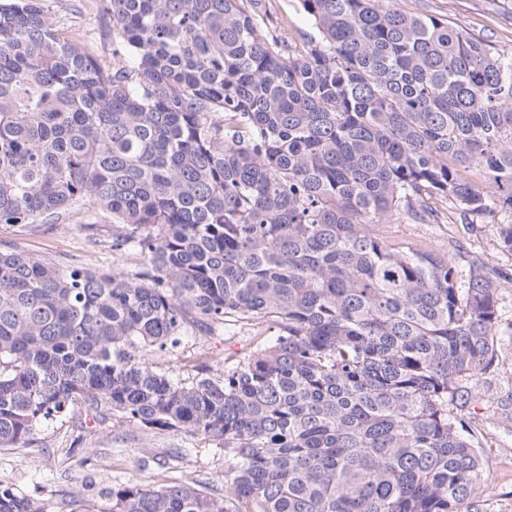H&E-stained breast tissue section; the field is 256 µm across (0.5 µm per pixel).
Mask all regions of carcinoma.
<instances>
[{
    "mask_svg": "<svg viewBox=\"0 0 512 512\" xmlns=\"http://www.w3.org/2000/svg\"><path fill=\"white\" fill-rule=\"evenodd\" d=\"M106 0L112 64L0 0V223L112 224V273L0 248V447L72 404L224 449V494L101 489L89 512H481L452 414L498 352L500 285L375 231L512 209V55L393 0ZM478 167L484 184L460 168ZM261 336L190 380L148 353ZM0 512H50L0 485ZM297 0H249L246 6L255 9L262 20L265 31L288 39L301 49L306 38L314 29L307 15L297 8Z\"/></svg>",
    "mask_w": 512,
    "mask_h": 512,
    "instance_id": "1",
    "label": "carcinoma"
}]
</instances>
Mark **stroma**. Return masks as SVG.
I'll return each mask as SVG.
<instances>
[{
  "label": "stroma",
  "instance_id": "35a3bbf8",
  "mask_svg": "<svg viewBox=\"0 0 512 512\" xmlns=\"http://www.w3.org/2000/svg\"><path fill=\"white\" fill-rule=\"evenodd\" d=\"M44 2L57 26L77 35L79 45L102 64H111V22L102 0ZM395 5L512 52V0H395ZM255 9L264 30L294 45H302L314 32L296 0H257ZM432 206L436 223L395 220L383 225L384 236L399 249L424 245L453 255L460 264L477 258L490 271L512 274V254L502 249L498 236L499 224L511 222L512 213L502 211L470 226L463 223L454 202L436 199ZM85 220L81 211L52 229L41 224H0V242L60 265L111 270L109 226L99 225L92 233ZM500 306L498 356L484 373L469 380L472 398L455 418L456 425L472 432L485 450L489 480L482 493L484 512H512V283L502 282ZM254 336L253 329L236 326L154 353L152 359L174 376L188 379L195 364L242 354ZM84 416L83 408L73 406L39 429L35 447L0 448V483L43 500L51 512H76L75 493L94 503L99 488L134 481L161 485L181 478L223 491L224 451L214 442L169 432L147 433L112 417L88 422Z\"/></svg>",
  "mask_w": 512,
  "mask_h": 512
}]
</instances>
